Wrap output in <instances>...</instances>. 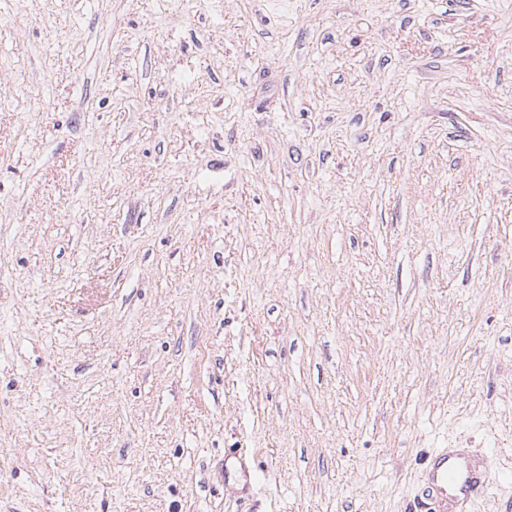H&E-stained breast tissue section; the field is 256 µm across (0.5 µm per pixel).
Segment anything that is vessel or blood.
I'll list each match as a JSON object with an SVG mask.
<instances>
[{"mask_svg": "<svg viewBox=\"0 0 512 512\" xmlns=\"http://www.w3.org/2000/svg\"><path fill=\"white\" fill-rule=\"evenodd\" d=\"M420 512H470L491 481L485 462L473 454L441 448L432 456L424 472Z\"/></svg>", "mask_w": 512, "mask_h": 512, "instance_id": "b4317fda", "label": "vessel or blood"}]
</instances>
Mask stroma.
<instances>
[{
	"label": "stroma",
	"mask_w": 512,
	"mask_h": 512,
	"mask_svg": "<svg viewBox=\"0 0 512 512\" xmlns=\"http://www.w3.org/2000/svg\"><path fill=\"white\" fill-rule=\"evenodd\" d=\"M438 448L512 512V0H0V512H418Z\"/></svg>",
	"instance_id": "1"
}]
</instances>
